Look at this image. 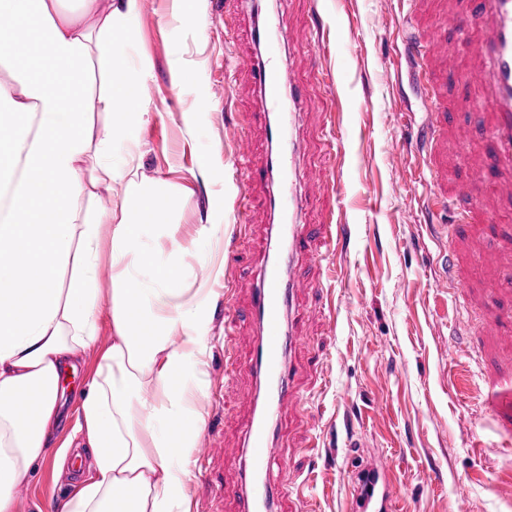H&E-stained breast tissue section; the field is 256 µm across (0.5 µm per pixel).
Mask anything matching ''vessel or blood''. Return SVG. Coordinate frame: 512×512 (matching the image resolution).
Returning <instances> with one entry per match:
<instances>
[{
	"mask_svg": "<svg viewBox=\"0 0 512 512\" xmlns=\"http://www.w3.org/2000/svg\"><path fill=\"white\" fill-rule=\"evenodd\" d=\"M421 13L437 11L443 26L464 35L470 52L457 71L447 61L450 43H437L417 58L420 74L417 97L424 111L420 147L440 153L429 166L428 212L459 209L454 227L433 225L437 237L453 239V257L440 260L437 286L461 292L466 313L453 322L455 335L474 340L477 376L456 373L450 378L461 397L475 398L481 413L468 421L471 430L494 424L512 435V0H412ZM278 49L268 44L264 58L250 70L259 90L264 114L278 111L282 100L300 104L304 97L291 90L277 63ZM461 82L465 96L482 104L485 126L475 131L458 123L453 112H440L436 103L448 84ZM295 146L271 157L269 170L278 171L277 203L288 215L279 228V259L265 262L258 282H244L249 295L247 316L256 324L252 371L262 387L252 416L245 424L249 465L237 490L238 512H266L274 496L269 473L280 456L273 448L271 425L297 405L292 376L283 358L301 343L284 335L283 316L292 301L293 284L283 266L305 250L309 240L334 246L336 224H303L298 220L300 199L294 190ZM480 261L487 277L468 281L471 261ZM392 464L387 457L370 462L357 476L356 512L387 508L394 501Z\"/></svg>",
	"mask_w": 512,
	"mask_h": 512,
	"instance_id": "vessel-or-blood-1",
	"label": "vessel or blood"
}]
</instances>
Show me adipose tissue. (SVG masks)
I'll list each match as a JSON object with an SVG mask.
<instances>
[{"instance_id":"adipose-tissue-1","label":"adipose tissue","mask_w":512,"mask_h":512,"mask_svg":"<svg viewBox=\"0 0 512 512\" xmlns=\"http://www.w3.org/2000/svg\"><path fill=\"white\" fill-rule=\"evenodd\" d=\"M0 0V512H20L17 487L54 463L63 418L64 369L98 342L109 308L112 341L78 402L73 428L87 448V478L59 512H190L188 463L205 424V392L189 370L208 354L209 283L222 267L201 263L184 282L188 251L175 232L166 249L142 232L162 227L170 191L141 170L140 126L148 88L126 63L142 0ZM107 123L92 132L93 114ZM127 153L113 161L112 146ZM103 163L106 184L124 189L120 221L103 207L82 222L92 195L82 165ZM112 284L100 285L103 250ZM72 265L67 287L59 273Z\"/></svg>"}]
</instances>
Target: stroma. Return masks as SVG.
Instances as JSON below:
<instances>
[{"label":"stroma","instance_id":"35a3bbf8","mask_svg":"<svg viewBox=\"0 0 512 512\" xmlns=\"http://www.w3.org/2000/svg\"><path fill=\"white\" fill-rule=\"evenodd\" d=\"M170 9V0H143L127 61L141 68L149 90L142 169L176 189L168 221L193 252L186 277L199 275L197 258L209 251L196 235L203 225H223L217 257L231 260L234 277L253 278L267 252L273 192L254 184L247 211L235 212L241 185L230 142L250 136L255 169L273 148L247 68L265 48L254 31L270 19L278 63L306 94L290 129L299 143L296 166L330 168L329 185L298 184L301 219L330 217L346 232L335 252L315 247L298 255L291 273V332L305 339L289 353L300 403L280 419L275 442L287 478L303 493L288 495L277 512H354L352 477L380 455L393 464L394 512H512V489L484 477L512 464V447L466 429L479 406L455 395L449 374L466 363L467 340L449 336L447 318L432 306L440 246L422 206L426 187L406 172L422 163L404 54L415 31L407 0H203L177 19ZM178 72L184 79L177 84ZM240 224L249 232L238 242ZM212 287L201 372L206 421L214 426L207 441L218 454L208 475H193L190 509L236 512L243 429L256 399V327L235 324L236 363L227 366L224 314L229 300L245 304L246 293L226 296L221 278ZM312 436L319 441L313 450ZM69 491L47 465L17 493L25 512H55Z\"/></svg>","mask_w":512,"mask_h":512}]
</instances>
